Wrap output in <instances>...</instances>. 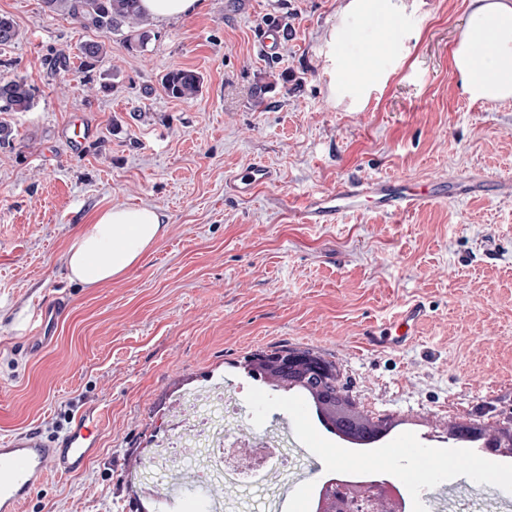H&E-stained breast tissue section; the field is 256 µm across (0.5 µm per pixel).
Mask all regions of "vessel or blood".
Masks as SVG:
<instances>
[{
  "mask_svg": "<svg viewBox=\"0 0 512 512\" xmlns=\"http://www.w3.org/2000/svg\"><path fill=\"white\" fill-rule=\"evenodd\" d=\"M278 179L269 166L255 163L226 176L225 186L240 197H249ZM476 184L444 180L424 185L393 179L348 181L336 190L303 200L293 215L301 224H332L357 211L362 202H372L388 214L411 211L448 198L476 192ZM62 298L37 303L30 314L29 349L41 348L55 324L66 314ZM423 304L405 306L388 327L365 332L364 341L372 348H398L416 335L426 319ZM100 446V414L87 407L73 417L64 433L49 436L30 429L7 437L0 443V512H23L44 481L52 475L71 476L84 470Z\"/></svg>",
  "mask_w": 512,
  "mask_h": 512,
  "instance_id": "b4317fda",
  "label": "vessel or blood"
}]
</instances>
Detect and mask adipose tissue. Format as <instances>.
Wrapping results in <instances>:
<instances>
[{"mask_svg":"<svg viewBox=\"0 0 512 512\" xmlns=\"http://www.w3.org/2000/svg\"><path fill=\"white\" fill-rule=\"evenodd\" d=\"M401 9L402 0H345L341 24L326 36L332 93L357 103L384 79L381 62L395 49ZM453 66L469 98L512 99V0H468ZM166 231L165 216L154 206L102 208L71 237L63 266L71 281L100 287L138 264Z\"/></svg>","mask_w":512,"mask_h":512,"instance_id":"obj_1","label":"adipose tissue"}]
</instances>
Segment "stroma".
Returning <instances> with one entry per match:
<instances>
[{"mask_svg":"<svg viewBox=\"0 0 512 512\" xmlns=\"http://www.w3.org/2000/svg\"><path fill=\"white\" fill-rule=\"evenodd\" d=\"M386 82L360 111L332 98L325 34L341 0H208L200 14L150 25L146 48L101 35L41 0H0L18 41L0 59L38 90L32 111L6 114L0 148V439L53 434L88 404L104 415L80 474L52 478L24 512H151L135 479L178 392L214 380L240 391L239 425L288 428L286 394L251 379L260 350L310 349L335 362L343 388L390 418L421 451L451 448L449 423L512 417V100L472 101L452 54L468 0H404ZM288 21L270 57L258 29ZM99 39L111 92L84 85L56 52ZM200 73L199 95H166L162 76ZM92 131L72 153L68 129ZM261 162L276 183L242 199L224 177ZM475 180L483 192L402 214L371 205L336 224H300L289 205L353 179ZM149 204L165 236L99 288L70 282L61 255L97 210ZM69 309L46 347L21 350L20 317L53 296ZM429 311L411 344L371 349L366 328L407 303ZM327 433L303 451L281 512H302L309 484L342 473ZM482 473L441 466L409 497L410 512H506L512 463L477 448ZM450 486L434 500L431 486Z\"/></svg>","mask_w":512,"mask_h":512,"instance_id":"35a3bbf8","label":"stroma"}]
</instances>
